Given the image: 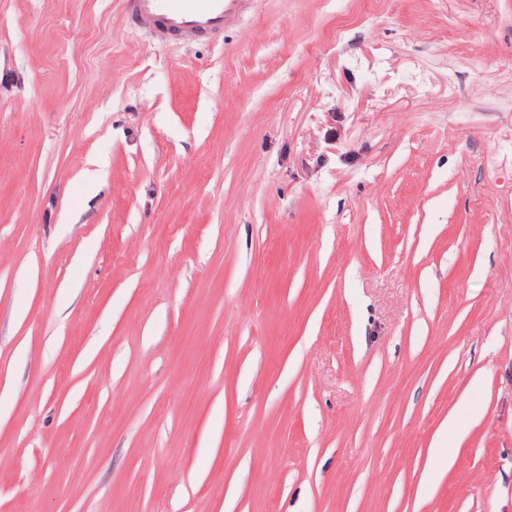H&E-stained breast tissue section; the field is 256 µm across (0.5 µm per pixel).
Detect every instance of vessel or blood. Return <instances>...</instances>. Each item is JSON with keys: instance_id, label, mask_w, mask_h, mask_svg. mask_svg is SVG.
<instances>
[{"instance_id": "obj_1", "label": "vessel or blood", "mask_w": 512, "mask_h": 512, "mask_svg": "<svg viewBox=\"0 0 512 512\" xmlns=\"http://www.w3.org/2000/svg\"><path fill=\"white\" fill-rule=\"evenodd\" d=\"M247 3L248 0H125L133 24L164 38L220 33Z\"/></svg>"}]
</instances>
